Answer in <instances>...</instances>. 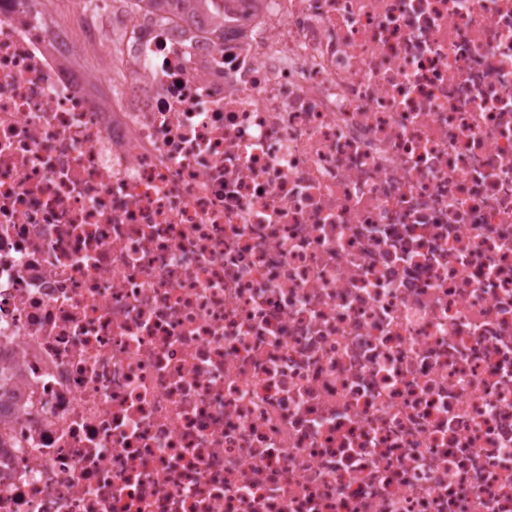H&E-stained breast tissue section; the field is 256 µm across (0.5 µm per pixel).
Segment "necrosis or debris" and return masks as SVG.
I'll return each instance as SVG.
<instances>
[{
  "label": "necrosis or debris",
  "mask_w": 512,
  "mask_h": 512,
  "mask_svg": "<svg viewBox=\"0 0 512 512\" xmlns=\"http://www.w3.org/2000/svg\"><path fill=\"white\" fill-rule=\"evenodd\" d=\"M0 0V512H512V0ZM132 7L139 3L146 2L148 6L161 17L169 14H194L209 9L213 0H126Z\"/></svg>",
  "instance_id": "obj_1"
}]
</instances>
